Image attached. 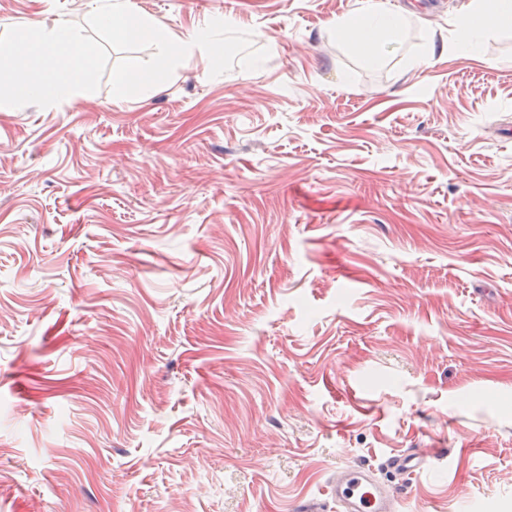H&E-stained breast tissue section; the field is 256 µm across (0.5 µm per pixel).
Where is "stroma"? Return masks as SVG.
Segmentation results:
<instances>
[{"label": "stroma", "instance_id": "stroma-1", "mask_svg": "<svg viewBox=\"0 0 512 512\" xmlns=\"http://www.w3.org/2000/svg\"><path fill=\"white\" fill-rule=\"evenodd\" d=\"M132 2L168 82L0 110V512H335L428 448L399 512H512V28L464 57L466 0H390L424 21L371 66L366 0ZM226 15L259 69L211 76ZM389 464L395 473L408 477L421 471L427 465V460L422 453L409 452L392 456ZM339 512H395L397 498L364 467H345L331 481Z\"/></svg>", "mask_w": 512, "mask_h": 512}]
</instances>
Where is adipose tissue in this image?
<instances>
[{
	"label": "adipose tissue",
	"instance_id": "ef3b65f1",
	"mask_svg": "<svg viewBox=\"0 0 512 512\" xmlns=\"http://www.w3.org/2000/svg\"><path fill=\"white\" fill-rule=\"evenodd\" d=\"M407 21V14L388 9L384 0H370L362 14L339 19L334 32L338 41L363 52L366 62L375 65L380 60L377 46L397 42ZM492 27H512V0H468L456 21L453 50L475 54L479 34Z\"/></svg>",
	"mask_w": 512,
	"mask_h": 512
}]
</instances>
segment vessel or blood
<instances>
[{"label": "vessel or blood", "mask_w": 512, "mask_h": 512, "mask_svg": "<svg viewBox=\"0 0 512 512\" xmlns=\"http://www.w3.org/2000/svg\"><path fill=\"white\" fill-rule=\"evenodd\" d=\"M424 454L409 452L392 456L390 468L409 476L423 469ZM338 512H395L397 498L389 486L379 482L370 469L346 467L337 471L332 482Z\"/></svg>", "instance_id": "b4317fda"}]
</instances>
